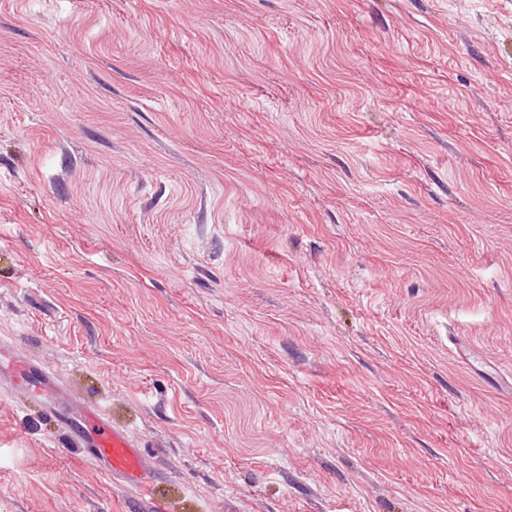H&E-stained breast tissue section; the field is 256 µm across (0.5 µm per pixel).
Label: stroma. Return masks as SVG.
I'll use <instances>...</instances> for the list:
<instances>
[{
	"label": "stroma",
	"instance_id": "obj_1",
	"mask_svg": "<svg viewBox=\"0 0 512 512\" xmlns=\"http://www.w3.org/2000/svg\"><path fill=\"white\" fill-rule=\"evenodd\" d=\"M0 341L165 512H512V0H0ZM0 372V512H127ZM9 372L14 384L20 387L33 378L38 379V394L54 412L61 427L71 435L74 447L82 448L87 457L101 465L102 472L112 479V483L136 493L134 507L147 512L163 511L157 500L144 499L157 482L158 474L140 445L126 431L110 426L93 408H85L80 415L81 420L64 416L55 406L59 387L48 369L33 366L17 357Z\"/></svg>",
	"mask_w": 512,
	"mask_h": 512
}]
</instances>
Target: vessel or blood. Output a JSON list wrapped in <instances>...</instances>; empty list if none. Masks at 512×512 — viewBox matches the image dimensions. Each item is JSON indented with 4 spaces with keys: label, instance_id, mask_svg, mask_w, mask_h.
<instances>
[{
    "label": "vessel or blood",
    "instance_id": "b4317fda",
    "mask_svg": "<svg viewBox=\"0 0 512 512\" xmlns=\"http://www.w3.org/2000/svg\"><path fill=\"white\" fill-rule=\"evenodd\" d=\"M10 374L15 385L20 387L30 380H38L39 395L47 406H54L59 387L48 369L17 358L12 363ZM58 422L71 435L75 447L81 448L87 457L101 465L103 473L113 483L135 493V506L140 512H163L160 502L148 496L158 474L140 445L126 431L110 426L92 408L84 409L80 419L62 415Z\"/></svg>",
    "mask_w": 512,
    "mask_h": 512
}]
</instances>
